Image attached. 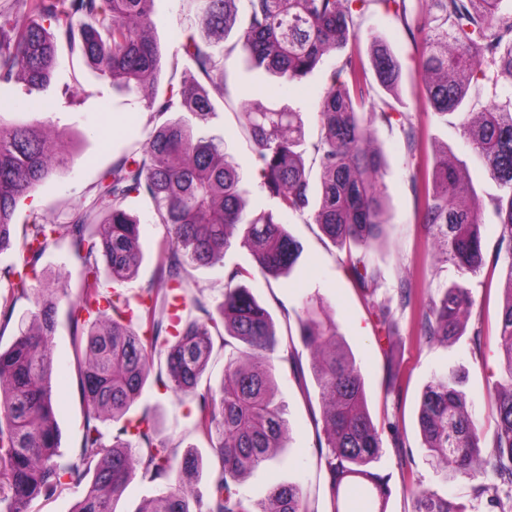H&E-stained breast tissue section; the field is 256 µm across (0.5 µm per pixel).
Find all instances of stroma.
Masks as SVG:
<instances>
[{"instance_id":"stroma-1","label":"stroma","mask_w":512,"mask_h":512,"mask_svg":"<svg viewBox=\"0 0 512 512\" xmlns=\"http://www.w3.org/2000/svg\"><path fill=\"white\" fill-rule=\"evenodd\" d=\"M419 10L414 0L407 4L406 20H398L384 5H371L365 13L364 33L386 40L399 59L402 82L399 96L387 95L376 78H369L374 98L387 99L391 106V123H375L374 144L383 155V190L385 226L383 236L368 252L372 266L381 273L377 297L398 303L401 281H408L417 294L427 289L459 280L452 265L439 262L435 249L427 243L420 223L424 198L417 193L412 176L417 168L432 166L436 156L452 151L468 164L479 195L495 192L496 185L474 157L469 145L454 124L438 118L429 106L417 66L418 48L405 30L417 25ZM195 17L183 8L181 0H155L152 35L165 55H172L184 29L193 26ZM341 64L340 55L324 59L301 85L292 86L287 78L268 72L233 68L231 98L216 105L208 132L224 141V148L241 165L247 211L276 209V201L262 187L258 169L253 163L250 142L240 128L237 112L241 101L289 105L301 112L305 123V140L313 142L317 135L316 104L331 86ZM47 94L54 101L49 115L50 133L70 141V162L57 168L33 197V205L48 221L63 223L67 214L87 204L89 190L101 174L111 167L128 148L143 142L147 115L140 96L113 88L81 61L71 58L67 49H60L51 85ZM128 209L140 219L141 263L134 279L124 290L133 294L149 284L157 283L159 246L165 235L163 225L154 219L152 202L144 197L129 201ZM289 232L301 241L303 253L286 276L272 278L256 270L247 250L234 248L224 259L210 267L191 271L187 295L208 303L221 299L225 269L238 265L249 269L245 284L255 298L271 312L276 331L282 340L297 339L298 316L303 304L311 298H322L339 324V332L360 368L366 386L369 410L376 423L398 422L405 442L401 448H386L376 464L391 490L387 512H411L408 493L410 480H417L440 496L465 504L468 512H488L485 499L477 497L474 482L444 479L429 462L422 446L417 413L421 392L430 377L443 369H454L464 375L461 390L476 421L492 428L495 411L489 393L502 370L498 351V325L505 269L497 262L499 227L491 213H484L480 228L484 267L479 276L469 279L479 311L469 322L468 330L445 343L420 341L411 311L395 313L393 340H386L376 327L370 304L347 271L346 253L335 247L318 229L296 215L285 216ZM78 284V268L65 248H50L37 265L33 287L56 286L58 281ZM179 306L180 316H188L191 305ZM57 361V377L53 382L55 412L61 442V462L73 459L80 448L84 407L73 364L71 327L66 314H59L53 337ZM276 365V395L287 407L290 443L284 448L275 466L261 467L244 478L238 489L252 499L264 496L274 482L300 486L315 512H331L328 474L321 467L317 439L321 432L318 388L311 372L308 353H301L297 365ZM399 369L398 388H390L387 378L389 364ZM150 409L155 418L158 438L195 446L203 459H210L206 442L193 431L197 414L192 397L176 394L148 379L131 415Z\"/></svg>"}]
</instances>
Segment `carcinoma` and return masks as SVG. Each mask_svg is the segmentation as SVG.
Masks as SVG:
<instances>
[{
	"instance_id": "cac0c4a2",
	"label": "carcinoma",
	"mask_w": 512,
	"mask_h": 512,
	"mask_svg": "<svg viewBox=\"0 0 512 512\" xmlns=\"http://www.w3.org/2000/svg\"><path fill=\"white\" fill-rule=\"evenodd\" d=\"M184 2L198 27L184 31L174 58L192 75L161 96L151 91L164 59L150 36L154 0H12L0 8V86H17L18 99L30 111H44L43 92L63 45L112 86L142 95L148 113L145 141L102 174L89 203L67 223H51L29 209L18 256L0 268L10 299L5 315L32 294L28 272L50 247L66 243L79 273L74 296L65 281L36 293L29 321L19 325L9 347L0 348V512H31L36 499L64 480L83 487L71 512H115L114 500L136 472L164 485L153 505L138 512H312L296 484L275 485L259 501L237 489L240 477L273 462L288 439L286 407L274 392L275 368L265 361L281 339L271 313L241 284L249 272L225 271L222 300L212 306L192 299L200 315L188 316L172 335L167 306L186 290V265H212L235 243L250 251L264 274L289 272L302 245L279 218L282 212L307 216V223L348 250L350 275L370 300L377 325L390 329L391 306L376 301L380 273L365 256L385 220L382 157L363 114L389 123L391 113L371 99L356 47L360 19L370 5L391 3L421 47L418 65L430 107L444 119L458 116L462 137L496 183L489 205L500 228L497 257L506 271L499 333L503 368L491 397L497 411L492 433L469 412L454 370L435 373L424 387L418 425L436 468L477 482L476 496L486 498L490 512H506L500 489H512V0H418L423 20L414 28L406 0ZM231 36L233 43L216 55L214 48ZM347 46L345 80L318 104L320 132L311 161L305 157L302 113L276 103L242 106L262 185L279 206L277 214L264 210L246 217L240 164L223 141L206 133L215 102L230 97L231 60L298 82ZM369 58L380 85L395 92L401 65L390 45L370 38ZM7 112L0 105V255L11 247L18 209L68 160L62 138L52 139L42 123L8 124ZM414 183L424 196L422 223L439 260L463 276L477 274L483 264V201L466 165L440 157ZM140 196L152 200L156 223L166 234L160 286L129 297L118 286L134 278L141 252L139 219L126 202ZM102 266L114 284L110 292ZM64 300L85 415L79 452L60 465L54 460L60 430L51 339ZM475 308L464 284L438 286L419 307V337L448 342ZM299 326L322 403L318 451L329 474L331 512H353L356 491L368 512H387L388 482L374 464L384 440L403 447L397 424L374 423L363 376L322 300L306 301ZM216 337L224 346V373L213 385L203 378ZM157 354L164 361L156 382L196 400L194 432L212 450L204 495L194 488L202 459L157 439L150 411L127 417ZM107 421L119 424L110 436L101 429ZM410 492L412 512H466L419 484H411Z\"/></svg>"
}]
</instances>
